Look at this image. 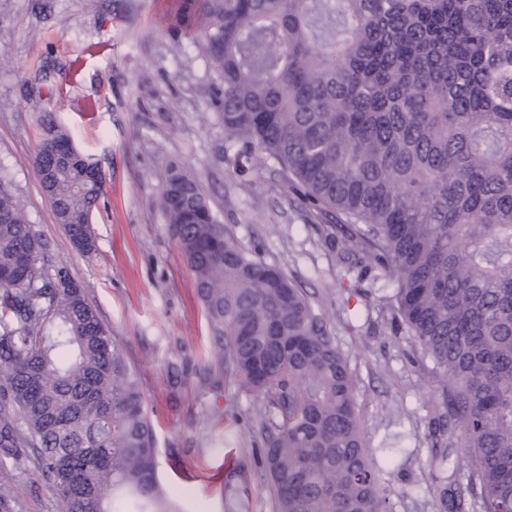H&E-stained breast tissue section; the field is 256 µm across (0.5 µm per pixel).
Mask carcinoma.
<instances>
[{
  "label": "carcinoma",
  "instance_id": "1",
  "mask_svg": "<svg viewBox=\"0 0 512 512\" xmlns=\"http://www.w3.org/2000/svg\"><path fill=\"white\" fill-rule=\"evenodd\" d=\"M221 68L225 161L270 162L324 242L373 273L438 386L439 512H512V0H174ZM54 126L33 159L78 251L103 195ZM163 194L224 374L263 408L275 512H393L398 448H372L349 358L307 293L216 223L196 180ZM25 426L20 432L18 424ZM36 451L64 512H184L156 472L136 372L64 266L0 189V454ZM229 475L224 512H245Z\"/></svg>",
  "mask_w": 512,
  "mask_h": 512
}]
</instances>
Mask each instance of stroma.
Masks as SVG:
<instances>
[{
    "label": "stroma",
    "mask_w": 512,
    "mask_h": 512,
    "mask_svg": "<svg viewBox=\"0 0 512 512\" xmlns=\"http://www.w3.org/2000/svg\"><path fill=\"white\" fill-rule=\"evenodd\" d=\"M170 0H0V183L51 263L68 268L134 369L156 431L161 482L189 488V512H223L215 473L234 458L248 512H274L258 463L264 418L225 377L212 332L160 198L194 177L217 223L307 289L357 378L371 442L400 437L389 477L396 512H436L424 419L435 386L412 365V339L377 298L349 297L343 261L322 243L324 220L282 187L276 165L242 185L224 159L220 71L200 39L171 30ZM106 176L94 213L96 250L77 252L33 170L46 125ZM13 512H64L32 450L0 460Z\"/></svg>",
    "instance_id": "obj_1"
}]
</instances>
